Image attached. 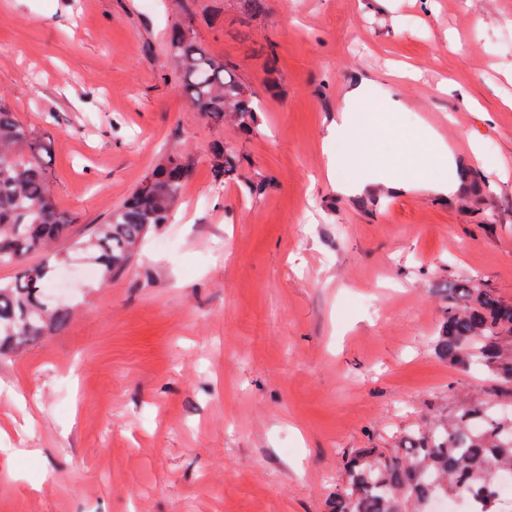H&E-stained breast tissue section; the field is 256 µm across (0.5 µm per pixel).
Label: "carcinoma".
I'll use <instances>...</instances> for the list:
<instances>
[{"instance_id": "1", "label": "carcinoma", "mask_w": 512, "mask_h": 512, "mask_svg": "<svg viewBox=\"0 0 512 512\" xmlns=\"http://www.w3.org/2000/svg\"><path fill=\"white\" fill-rule=\"evenodd\" d=\"M168 48L180 67L182 88L193 110L214 119L230 116L245 131L256 123L257 98L233 65L211 56L174 24ZM45 138L24 125L0 95V265H18L0 282V359L48 331H61L69 312L50 301V265L25 266L26 256L57 260V244L71 239L73 219L61 211L46 175ZM215 177H237L236 151L214 150ZM193 167L179 155L159 163L112 211L106 223L71 244L89 250L103 274L122 269L147 231L168 221ZM444 306L432 346L452 366H476L498 391L458 400L417 423L401 438L407 448H353L343 460L344 479L327 502L328 512H427L435 492L484 495L481 512H512L490 493L494 480L512 473V303L472 281L442 289Z\"/></svg>"}]
</instances>
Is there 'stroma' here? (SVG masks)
<instances>
[{"mask_svg": "<svg viewBox=\"0 0 512 512\" xmlns=\"http://www.w3.org/2000/svg\"><path fill=\"white\" fill-rule=\"evenodd\" d=\"M188 25L260 101L253 131L202 116L168 49ZM403 133L465 141L456 193L343 169L359 78ZM0 95L48 143L73 236L167 156L194 165L167 223L111 278L71 253L66 328L0 360V512H325L342 456L391 448L434 402L494 381L433 353L440 287L512 301V0H0ZM233 145L238 179L216 181Z\"/></svg>", "mask_w": 512, "mask_h": 512, "instance_id": "obj_1", "label": "stroma"}]
</instances>
